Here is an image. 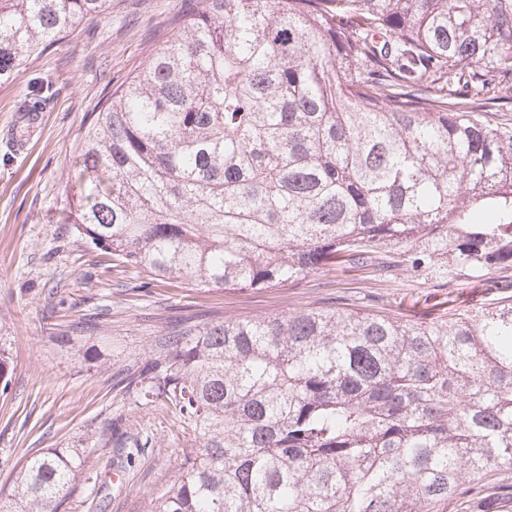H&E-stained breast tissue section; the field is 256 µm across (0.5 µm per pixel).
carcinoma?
Segmentation results:
<instances>
[{
  "label": "carcinoma",
  "instance_id": "obj_1",
  "mask_svg": "<svg viewBox=\"0 0 512 512\" xmlns=\"http://www.w3.org/2000/svg\"><path fill=\"white\" fill-rule=\"evenodd\" d=\"M110 6L0 0V80ZM507 104L512 0H180L89 115L63 221L191 288L391 255L482 279L512 270ZM139 383L195 436L148 512H448L512 471V299L186 321ZM85 462L29 454L4 512H58Z\"/></svg>",
  "mask_w": 512,
  "mask_h": 512
}]
</instances>
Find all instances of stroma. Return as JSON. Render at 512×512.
Returning <instances> with one entry per match:
<instances>
[{"mask_svg": "<svg viewBox=\"0 0 512 512\" xmlns=\"http://www.w3.org/2000/svg\"><path fill=\"white\" fill-rule=\"evenodd\" d=\"M178 0H112L48 50L0 81V326L10 340L9 386L0 393V498L27 449L80 448L87 463L60 512H145L195 444L175 409L144 404L135 383L183 320L253 319L308 308L426 311L512 297V271L469 283L426 280L406 267L319 272L263 290L144 285L101 258L60 223L64 187L90 112L137 73L169 31ZM42 124L16 120L20 101ZM24 152L9 148L14 138ZM512 512V473L486 480L482 503L461 496L448 512L478 505Z\"/></svg>", "mask_w": 512, "mask_h": 512, "instance_id": "stroma-1", "label": "stroma"}]
</instances>
